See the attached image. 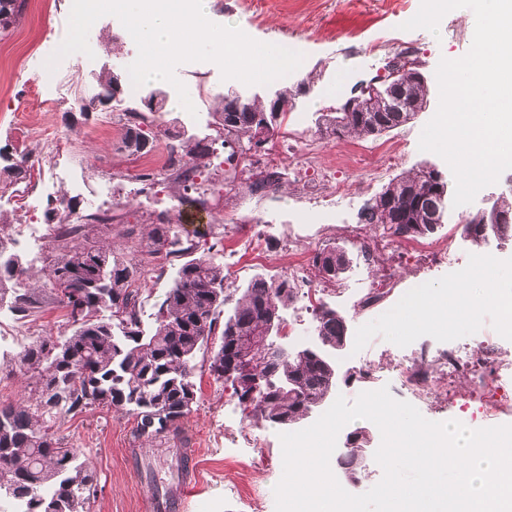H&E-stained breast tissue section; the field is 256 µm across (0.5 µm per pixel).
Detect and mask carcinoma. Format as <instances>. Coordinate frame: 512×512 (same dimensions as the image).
<instances>
[{
    "instance_id": "cac0c4a2",
    "label": "carcinoma",
    "mask_w": 512,
    "mask_h": 512,
    "mask_svg": "<svg viewBox=\"0 0 512 512\" xmlns=\"http://www.w3.org/2000/svg\"><path fill=\"white\" fill-rule=\"evenodd\" d=\"M25 6L26 0H0V36L24 14ZM113 81L112 72H99L98 91L83 98L86 112L111 99L112 108L135 111L125 105L124 97H114ZM248 105L247 112H233L231 102L222 99L213 113L214 124L223 130L224 144L257 153V131L270 104L254 97ZM426 106L427 88L418 68L411 67L382 96L357 103L351 112L322 113L318 123L336 137L377 136L403 125ZM152 125L144 120L126 129L122 148L131 153L151 149ZM169 135L171 148L186 167L184 177L174 180L182 188V199L194 178L209 169L211 142L179 130ZM447 208L448 201L430 184L427 167L421 166L391 180L364 204L360 217L383 236H395L396 226L404 223L412 226L411 237H427L434 234L436 214L447 213ZM6 223L0 209V307L27 320L41 312V295L20 287L30 267L9 247L10 239L3 235ZM90 225L86 221L61 232L52 247L46 285L65 311L70 334L24 349L19 369L36 379V387L21 402L0 404V501L18 503L25 512H90L98 492L93 471L55 436L53 419L87 409L118 408L135 416L137 440L179 438L197 401L194 363L211 340L218 341L209 358L215 380L224 379V349L230 348L234 355L248 356L255 365L271 370L277 382L288 378L296 383L294 393L277 385L250 401L238 396L266 422L280 426L287 420L296 425L333 395L337 364L325 354L336 350L347 329L346 318L336 309L315 307L320 356L266 354L251 344L250 337L263 335L269 324L283 319L298 294L295 281L256 275L235 298L224 285V255L216 250L193 256L195 244L183 236L180 225L160 216L149 225L139 247L150 257L163 254L177 264L172 284L158 302L154 325L146 328L137 283L148 272L149 262L137 268L112 244L90 240ZM313 262L318 275L332 282L346 271L349 258L345 250L332 246L317 251Z\"/></svg>"
}]
</instances>
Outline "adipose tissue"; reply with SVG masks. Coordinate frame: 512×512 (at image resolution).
I'll list each match as a JSON object with an SVG mask.
<instances>
[{"label": "adipose tissue", "instance_id": "ef3b65f1", "mask_svg": "<svg viewBox=\"0 0 512 512\" xmlns=\"http://www.w3.org/2000/svg\"><path fill=\"white\" fill-rule=\"evenodd\" d=\"M495 266L494 259H479L471 269L459 272L451 287H437L412 303L401 318L402 324L410 330L444 328L449 320L474 315L491 303L496 306L505 327L512 329V308L504 303L492 279ZM478 277L483 279L484 286L476 294L470 284Z\"/></svg>", "mask_w": 512, "mask_h": 512}]
</instances>
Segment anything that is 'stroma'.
I'll return each instance as SVG.
<instances>
[{"label": "stroma", "mask_w": 512, "mask_h": 512, "mask_svg": "<svg viewBox=\"0 0 512 512\" xmlns=\"http://www.w3.org/2000/svg\"><path fill=\"white\" fill-rule=\"evenodd\" d=\"M239 0H209L212 22L233 23L260 42H296L303 46L305 59L288 80H275L257 86L261 96H271L283 85H305L297 95L295 106L282 123V133L303 141L319 139L322 151L317 165L331 168L345 184L347 195L335 205L313 204L304 197L300 185L284 180L279 189L252 193L247 174L227 179L213 178L224 198L214 210L209 224L187 225L192 233L197 255H204L216 240L233 245L244 235L264 234L265 261L250 264L230 250L224 255V273L229 289L241 288L257 274L285 278L295 254L314 255L327 246L344 248L350 258L346 272L336 282L324 285L321 301L345 316L350 339L337 351L342 370L351 372L348 382L339 383L336 392L347 400L360 393L357 373L364 369L386 371L406 358L425 365L429 380L428 401L418 410L427 420H457L476 429L512 424V413L493 416L481 413L474 401L473 381L468 373L443 376L434 361L437 351L448 345L469 347L476 360L492 355V366L486 367L484 391L499 396L512 391V332L505 331L495 306H485L472 318L455 323L448 330L402 331L398 324L400 305L386 311L363 308L358 298L368 285L380 280L382 272H390L401 286L423 280L433 287L451 283L456 272L471 268L478 256L496 257L497 278L503 295L512 294V241L489 237L481 245L472 244L462 234L460 218L465 211H477L488 205V190H481L469 206L451 208L446 224L438 226L432 238H377L372 225L358 221L364 203L380 193L394 178L420 165L444 167V160L431 152L419 150L423 127L435 115L439 105V89L435 70L440 59L463 57L471 47L469 30L474 14L469 9L449 14L438 33L425 29L400 31V24L412 18L420 0H407V8L399 13H382L379 0H252L249 8L238 6ZM68 0H42L39 8H26L22 20L7 36H0V48L18 47L26 52L25 69L18 72L0 66V153L10 156L38 148L44 128L53 127L72 134L71 147L60 154L61 162L78 169L83 190L77 201L88 195L100 198L102 207L112 209L115 222L96 227V236L123 250L128 259L140 261L134 240L126 236L128 225L146 231L162 210L188 211L180 203L170 185H157L141 190L139 183L127 174L129 154L121 148L122 132L100 133L99 122L108 107L84 116L74 112L75 99L86 96L96 85L99 63L113 61L121 68L133 61L131 44L121 22L114 17L100 18L90 30L98 63L86 68L74 59L61 60L55 70H47L51 52L49 43L63 41L67 34ZM381 49L371 54L369 42ZM414 61L426 79L428 105L414 119L379 136L336 138L323 135L318 117L329 107L340 104L351 88L362 82L385 77L390 62L398 57ZM177 77L186 85L191 101H203L204 120L198 130L212 122V113L220 99L235 88L234 80L213 74L208 86L184 69ZM43 84L57 90L63 102L56 109L43 107L33 87ZM403 142L400 161L382 166L377 153L383 143ZM373 153V166L353 168L339 160L351 149ZM49 164L35 165L30 177L12 181L0 174V191L11 195L7 205L14 224L29 222L24 207L27 191L47 177ZM453 239L456 264H437L425 252L428 240ZM172 265L158 256L142 282V317L145 325H153L156 304L169 288ZM69 332L64 312L53 301H46L43 312L25 321L13 320L0 336V403L24 398L27 380L13 361L33 342L47 336L62 337ZM208 353L196 360L193 379L199 389L197 402L183 426V439L136 445L132 436L133 416L125 411L96 408L67 415L55 428L80 459L89 461L98 484V495L91 512H143L142 501L149 491L145 477L133 476L126 465L129 448H137L142 461L151 462L156 481L167 479L176 464V450L187 446L199 449L203 464V484L190 498L188 512H276L274 487L283 472L280 426L256 420L238 401L230 385L214 380L208 371Z\"/></svg>", "instance_id": "stroma-1"}]
</instances>
